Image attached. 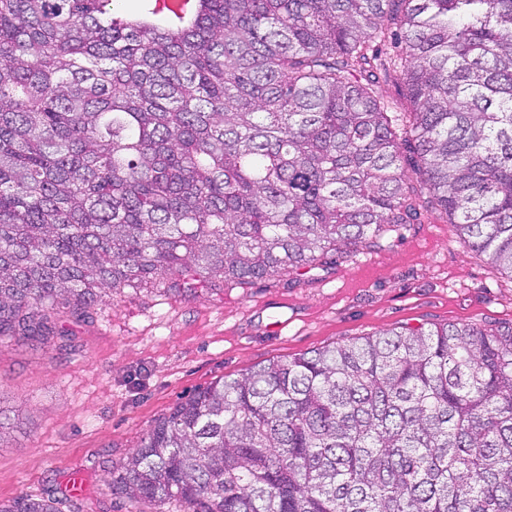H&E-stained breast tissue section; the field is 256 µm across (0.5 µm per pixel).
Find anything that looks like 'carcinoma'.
Returning <instances> with one entry per match:
<instances>
[{
  "mask_svg": "<svg viewBox=\"0 0 512 512\" xmlns=\"http://www.w3.org/2000/svg\"><path fill=\"white\" fill-rule=\"evenodd\" d=\"M0 0V347L244 287L435 210L512 274V0ZM402 45V165L371 43ZM171 512H512V327H402L178 402L112 467ZM0 512H57L26 493Z\"/></svg>",
  "mask_w": 512,
  "mask_h": 512,
  "instance_id": "carcinoma-1",
  "label": "carcinoma"
}]
</instances>
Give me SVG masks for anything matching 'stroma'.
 I'll list each match as a JSON object with an SVG mask.
<instances>
[{
  "instance_id": "stroma-1",
  "label": "stroma",
  "mask_w": 512,
  "mask_h": 512,
  "mask_svg": "<svg viewBox=\"0 0 512 512\" xmlns=\"http://www.w3.org/2000/svg\"><path fill=\"white\" fill-rule=\"evenodd\" d=\"M512 326V276L465 245L445 215L405 224L381 248L240 288L125 290L88 317L61 315L75 351L0 348V409L18 424L0 442V501L20 493L58 512H136L110 470L181 399L224 376L401 326ZM81 474V498L60 487Z\"/></svg>"
}]
</instances>
